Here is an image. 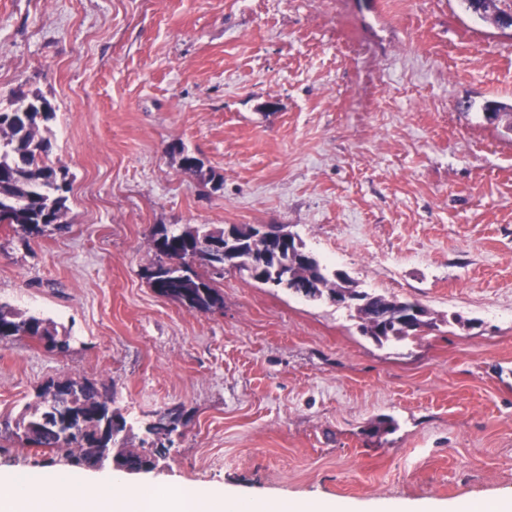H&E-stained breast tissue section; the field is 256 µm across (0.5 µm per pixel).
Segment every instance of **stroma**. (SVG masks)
Listing matches in <instances>:
<instances>
[{
    "mask_svg": "<svg viewBox=\"0 0 512 512\" xmlns=\"http://www.w3.org/2000/svg\"><path fill=\"white\" fill-rule=\"evenodd\" d=\"M55 109L66 231L0 224V303L67 351L0 343V418L95 382L152 475L258 501L512 495V30L463 0H0V107ZM202 172L183 169L181 152ZM284 227L434 325L378 344L354 311L225 266L222 308L158 295L156 226ZM389 418L393 428L372 427Z\"/></svg>",
    "mask_w": 512,
    "mask_h": 512,
    "instance_id": "1",
    "label": "stroma"
}]
</instances>
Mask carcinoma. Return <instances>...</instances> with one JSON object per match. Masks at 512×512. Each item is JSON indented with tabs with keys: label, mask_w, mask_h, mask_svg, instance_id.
I'll return each mask as SVG.
<instances>
[{
	"label": "carcinoma",
	"mask_w": 512,
	"mask_h": 512,
	"mask_svg": "<svg viewBox=\"0 0 512 512\" xmlns=\"http://www.w3.org/2000/svg\"><path fill=\"white\" fill-rule=\"evenodd\" d=\"M469 8L494 23L512 14V0H467ZM55 110L40 95L21 96L10 107L0 108V224H7L25 237H38L48 228L63 230L69 183L67 174L49 161L50 143L41 129L53 119ZM224 231L205 227L187 228L179 233L161 225L151 239L157 271L146 275L153 290L190 310L210 312L223 306L224 297L214 287L208 269L224 272V257L208 250L204 243L222 240ZM182 262L194 266L192 275L182 279L167 276L164 265ZM289 289L296 293L313 288L325 294L341 287L329 271L319 272V263H302L288 258ZM404 302L373 294L371 301L357 310L364 333H369L384 317ZM419 332L398 325L376 338L381 344L391 339L418 338ZM30 337L52 351L64 352L69 339L35 316L25 317L0 305V341ZM121 413L112 409L99 388L86 379L50 380L39 388L36 401L18 419L0 421V441L23 447L48 448L59 460L73 467L93 465L113 455L138 469L144 461H157L173 445V433L183 425L180 407L152 414L146 430L154 435L147 448H123L112 440V419Z\"/></svg>",
	"instance_id": "1"
}]
</instances>
